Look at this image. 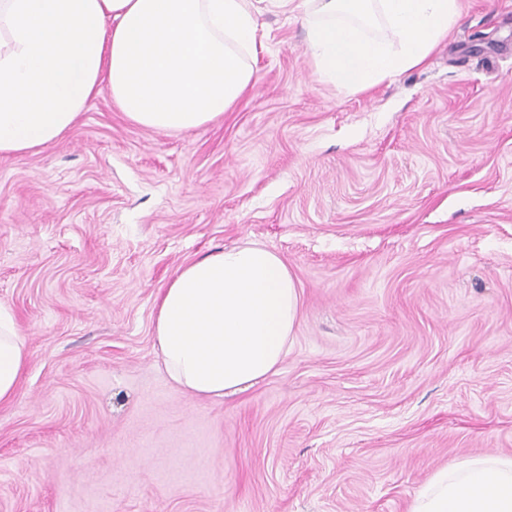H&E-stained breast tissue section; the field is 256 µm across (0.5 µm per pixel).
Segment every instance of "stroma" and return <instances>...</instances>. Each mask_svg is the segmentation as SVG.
I'll return each mask as SVG.
<instances>
[{"mask_svg": "<svg viewBox=\"0 0 512 512\" xmlns=\"http://www.w3.org/2000/svg\"><path fill=\"white\" fill-rule=\"evenodd\" d=\"M421 68L322 80L302 10L258 18L257 84L189 133L94 99L0 156V302L29 363L0 405V512H407L512 456V0H460ZM259 241L301 314L278 373L197 398L158 291Z\"/></svg>", "mask_w": 512, "mask_h": 512, "instance_id": "1", "label": "stroma"}]
</instances>
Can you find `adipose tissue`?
Wrapping results in <instances>:
<instances>
[{
  "label": "adipose tissue",
  "instance_id": "1",
  "mask_svg": "<svg viewBox=\"0 0 512 512\" xmlns=\"http://www.w3.org/2000/svg\"><path fill=\"white\" fill-rule=\"evenodd\" d=\"M299 1L319 75L354 91L424 65L460 15V0H0V155L55 144L103 94L143 128L205 127L254 87L258 14ZM300 309L287 264L251 242L182 267L159 292L154 339L178 388L221 397L278 372ZM27 364L0 304V404ZM408 512H512V457L437 470Z\"/></svg>",
  "mask_w": 512,
  "mask_h": 512
}]
</instances>
